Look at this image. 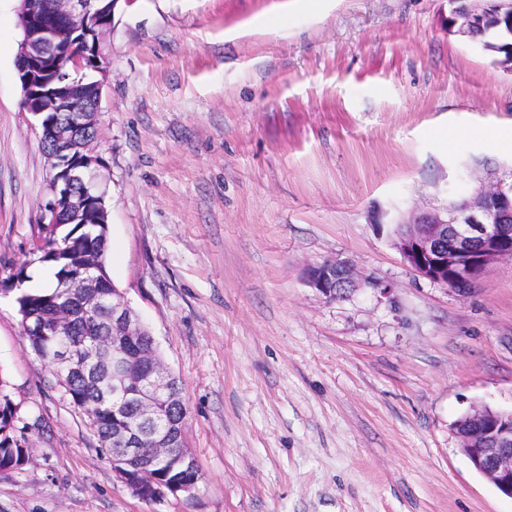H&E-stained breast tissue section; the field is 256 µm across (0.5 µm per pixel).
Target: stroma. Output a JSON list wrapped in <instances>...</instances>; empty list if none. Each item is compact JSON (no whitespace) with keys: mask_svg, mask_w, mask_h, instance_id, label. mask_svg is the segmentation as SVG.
Returning a JSON list of instances; mask_svg holds the SVG:
<instances>
[{"mask_svg":"<svg viewBox=\"0 0 512 512\" xmlns=\"http://www.w3.org/2000/svg\"><path fill=\"white\" fill-rule=\"evenodd\" d=\"M0 0V377L32 427L0 512H512L460 452L512 408V260L463 292L416 275L398 224L499 180L512 73L455 32L458 0H115L99 180L108 272L180 382L201 477L146 502L24 336L15 302L49 166ZM269 21L273 35L228 32ZM347 261L381 290L333 301ZM306 281L326 298L340 300L360 286V279L345 261L326 260L309 267Z\"/></svg>","mask_w":512,"mask_h":512,"instance_id":"35a3bbf8","label":"stroma"}]
</instances>
